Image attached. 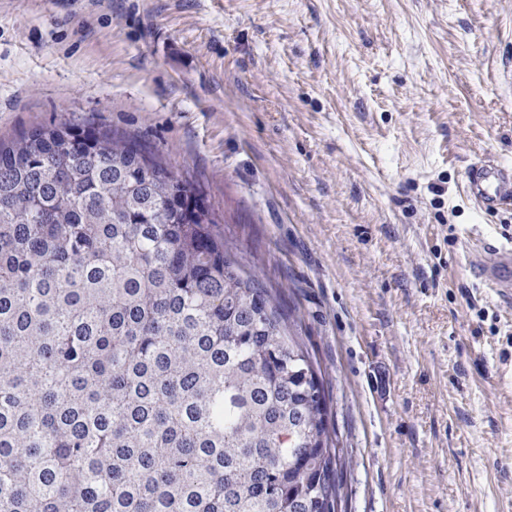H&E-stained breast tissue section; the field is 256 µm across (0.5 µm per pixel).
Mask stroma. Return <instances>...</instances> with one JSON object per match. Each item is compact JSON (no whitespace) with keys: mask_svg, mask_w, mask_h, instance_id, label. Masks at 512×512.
Returning a JSON list of instances; mask_svg holds the SVG:
<instances>
[{"mask_svg":"<svg viewBox=\"0 0 512 512\" xmlns=\"http://www.w3.org/2000/svg\"><path fill=\"white\" fill-rule=\"evenodd\" d=\"M80 119L191 177L301 321L341 512H512V0H0V138ZM467 187L471 199L483 208L510 205L512 168L491 159L479 161L467 173ZM493 262L480 265L476 269V278L481 283L491 285L494 288H510V262L512 261V247L502 245L495 248Z\"/></svg>","mask_w":512,"mask_h":512,"instance_id":"stroma-1","label":"stroma"}]
</instances>
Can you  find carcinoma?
<instances>
[{
    "instance_id": "carcinoma-1",
    "label": "carcinoma",
    "mask_w": 512,
    "mask_h": 512,
    "mask_svg": "<svg viewBox=\"0 0 512 512\" xmlns=\"http://www.w3.org/2000/svg\"><path fill=\"white\" fill-rule=\"evenodd\" d=\"M136 137L0 141V512H336L320 369Z\"/></svg>"
}]
</instances>
